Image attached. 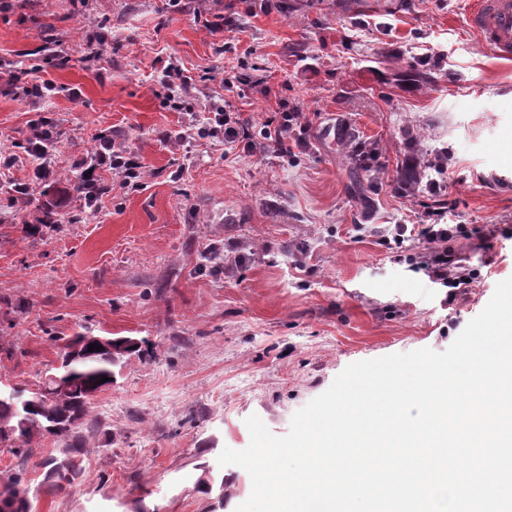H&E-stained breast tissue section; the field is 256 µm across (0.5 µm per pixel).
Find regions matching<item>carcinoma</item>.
Returning a JSON list of instances; mask_svg holds the SVG:
<instances>
[{
    "instance_id": "1",
    "label": "carcinoma",
    "mask_w": 512,
    "mask_h": 512,
    "mask_svg": "<svg viewBox=\"0 0 512 512\" xmlns=\"http://www.w3.org/2000/svg\"><path fill=\"white\" fill-rule=\"evenodd\" d=\"M94 343L90 331L79 333L61 347V364L52 373L45 374L38 387L29 392V404L21 406L10 396V391L0 393V447L20 459V464L0 485V512H31L25 468L33 456V448L44 438H53L60 446L59 455L43 459L40 466L46 469L44 481L53 492H65L75 485L83 466L82 434L80 426L90 413V401L99 392L112 387L114 368L124 360L97 350L88 351ZM81 345L83 354L76 359L67 358L68 346ZM70 383V393L60 402L50 387L53 377ZM107 378L102 383L100 379Z\"/></svg>"
}]
</instances>
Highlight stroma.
<instances>
[{
  "label": "stroma",
  "instance_id": "obj_1",
  "mask_svg": "<svg viewBox=\"0 0 512 512\" xmlns=\"http://www.w3.org/2000/svg\"><path fill=\"white\" fill-rule=\"evenodd\" d=\"M14 0L0 17V68L31 65L47 35L68 62L49 69L47 99L0 96V153L35 114L57 132L64 176L58 224L28 232L42 210L14 207L0 186V387H36L59 341L83 329L142 340L91 408L84 473L47 493L40 441L27 475L32 512H235L251 493L243 468L258 416L277 436L349 364L445 351L512 277V62L464 29L466 0ZM227 12L223 33L199 15ZM102 54L88 61L89 46ZM213 81L187 96L195 112L221 96L261 127L283 107L312 114L309 151L225 152L215 138L176 146L186 116L158 91L170 60ZM249 73L263 88L229 92ZM77 91L71 100L69 91ZM113 133L145 166L139 187L97 209L73 191L71 167ZM377 149L379 176L356 146ZM448 158V219L489 234L462 244L482 279L467 299L413 272L415 241L379 245L392 224L418 223L433 173L397 190L410 159ZM220 253L205 260L206 251ZM223 482V494L207 487Z\"/></svg>",
  "mask_w": 512,
  "mask_h": 512
}]
</instances>
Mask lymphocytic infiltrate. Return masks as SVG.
Here are the masks:
<instances>
[{
    "label": "lymphocytic infiltrate",
    "mask_w": 512,
    "mask_h": 512,
    "mask_svg": "<svg viewBox=\"0 0 512 512\" xmlns=\"http://www.w3.org/2000/svg\"><path fill=\"white\" fill-rule=\"evenodd\" d=\"M58 64V54L52 51L45 55L42 63L1 73L0 94L15 98H45L54 94L56 84L44 78L43 73L45 69L57 67ZM206 109L207 128L190 125L167 134V141L178 144L207 135L223 139L225 147L230 150L240 148L244 152L254 153L272 148L280 155L303 152L309 147V120L299 109L282 113L275 127L263 128L258 134L229 105L211 100ZM54 138L51 121L41 117L31 123L29 133L21 144V154L0 156V178H8L11 168L20 161L26 160L35 165V182L11 180L14 205L24 206L32 198L36 184L50 186L56 182L58 171L50 157ZM94 141L95 148L91 155L81 159L77 175L85 203L92 209L112 193L111 184L104 179L105 174H115L125 182L144 177L142 166L130 152L117 146L111 135L97 134ZM439 173V178L427 184L432 201L424 208L419 223L412 226L394 225L384 241L394 249L402 247L406 238L416 239L420 250L412 259L413 271L423 273L432 283L446 288L448 299L453 301L476 286L480 271L466 265L455 248L459 240L471 239L473 232L467 225L446 223L448 170L443 167Z\"/></svg>",
    "instance_id": "f902f5d3"
}]
</instances>
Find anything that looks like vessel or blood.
<instances>
[{"instance_id":"vessel-or-blood-1","label":"vessel or blood","mask_w":512,"mask_h":512,"mask_svg":"<svg viewBox=\"0 0 512 512\" xmlns=\"http://www.w3.org/2000/svg\"><path fill=\"white\" fill-rule=\"evenodd\" d=\"M464 27L481 48L512 60V0H469Z\"/></svg>"}]
</instances>
